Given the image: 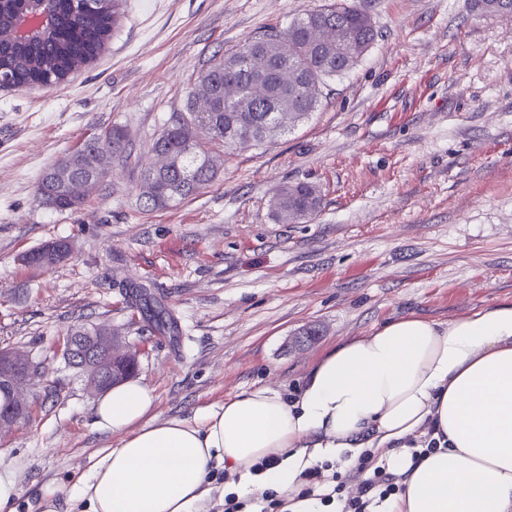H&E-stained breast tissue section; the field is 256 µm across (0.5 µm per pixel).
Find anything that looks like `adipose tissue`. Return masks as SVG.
I'll list each match as a JSON object with an SVG mask.
<instances>
[{
  "label": "adipose tissue",
  "instance_id": "1",
  "mask_svg": "<svg viewBox=\"0 0 512 512\" xmlns=\"http://www.w3.org/2000/svg\"><path fill=\"white\" fill-rule=\"evenodd\" d=\"M153 405L132 379L98 397L94 426L121 440L73 483L79 512H207L217 469L237 496L270 489L288 497L281 512H321L302 473L369 449L402 478L380 512H512V304L388 322L327 353L290 396L259 387L159 422ZM420 437L438 447L416 463L407 442Z\"/></svg>",
  "mask_w": 512,
  "mask_h": 512
}]
</instances>
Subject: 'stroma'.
I'll use <instances>...</instances> for the list:
<instances>
[{
  "label": "stroma",
  "instance_id": "obj_1",
  "mask_svg": "<svg viewBox=\"0 0 512 512\" xmlns=\"http://www.w3.org/2000/svg\"><path fill=\"white\" fill-rule=\"evenodd\" d=\"M325 0H123L101 53L52 89H0V349L42 365L5 434L22 466L18 512L70 489L120 434L93 425L94 395L64 338L105 325L139 352L151 419L236 394L287 393L342 342L416 315L448 323L512 303V14L470 0H361L378 37L288 132L227 150L214 183L147 209L152 140L213 55ZM130 146L75 212L34 198L42 173L112 125ZM317 185L318 213L281 224L277 187ZM69 241L50 269L25 252ZM147 285L173 332L132 305ZM318 331L301 349L290 336Z\"/></svg>",
  "mask_w": 512,
  "mask_h": 512
}]
</instances>
